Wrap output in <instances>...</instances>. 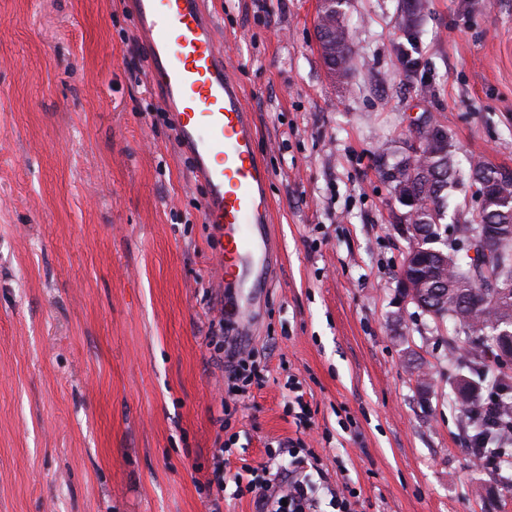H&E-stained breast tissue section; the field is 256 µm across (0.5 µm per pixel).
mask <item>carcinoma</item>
<instances>
[{
	"label": "carcinoma",
	"instance_id": "1",
	"mask_svg": "<svg viewBox=\"0 0 512 512\" xmlns=\"http://www.w3.org/2000/svg\"><path fill=\"white\" fill-rule=\"evenodd\" d=\"M424 0H407L401 25L409 33L417 28L416 19L423 11ZM318 38L328 69L333 76H343L353 59L352 29L347 23L324 18L316 24ZM391 194L408 208L406 222L426 229V234L409 240L408 249L430 248V241L449 233L451 243L443 252L445 262L441 276L430 286L442 291L432 317L448 319L471 342L489 340L501 364H512V334L499 332L512 328V179L499 177L498 168L480 158L460 168L455 149L446 139L421 158L404 152L384 172ZM477 186L482 199L460 224L442 225L448 208V196L460 187ZM483 224L501 225V236L485 243L490 256L484 255L463 264L459 253L469 251L480 235ZM460 368L479 378L486 376L488 365L484 350L475 346L457 361ZM502 391L498 407L500 427L490 429L483 417L469 416L471 425L487 435L491 445L508 443L512 422V377L500 382ZM456 400L466 411L473 405L472 383L467 377L457 382Z\"/></svg>",
	"mask_w": 512,
	"mask_h": 512
}]
</instances>
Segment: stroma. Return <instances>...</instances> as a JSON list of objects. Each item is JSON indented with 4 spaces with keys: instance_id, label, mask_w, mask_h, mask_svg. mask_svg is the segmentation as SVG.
<instances>
[{
    "instance_id": "1",
    "label": "stroma",
    "mask_w": 512,
    "mask_h": 512,
    "mask_svg": "<svg viewBox=\"0 0 512 512\" xmlns=\"http://www.w3.org/2000/svg\"><path fill=\"white\" fill-rule=\"evenodd\" d=\"M320 0H209L257 116L280 260L224 326L204 186L158 116L124 0H0V512H254L269 463L355 512H512L473 467L456 339L403 299L382 168L412 118L512 169V0H350L332 78ZM243 359L233 373L231 355ZM310 418L299 424V403ZM297 448L291 456L289 448ZM345 12L343 15V23L339 24L336 13V20L324 18L323 23L317 17V33L323 56L328 65V69L334 77L343 76L350 69L353 59V48L349 47L352 41V29L346 23Z\"/></svg>"
}]
</instances>
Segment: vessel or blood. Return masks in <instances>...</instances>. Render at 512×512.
Segmentation results:
<instances>
[{"instance_id":"vessel-or-blood-1","label":"vessel or blood","mask_w":512,"mask_h":512,"mask_svg":"<svg viewBox=\"0 0 512 512\" xmlns=\"http://www.w3.org/2000/svg\"><path fill=\"white\" fill-rule=\"evenodd\" d=\"M126 6L174 141L206 187L203 216L221 235L224 285L257 292L277 262L272 174L259 157L255 114L230 72L206 0H126Z\"/></svg>"}]
</instances>
